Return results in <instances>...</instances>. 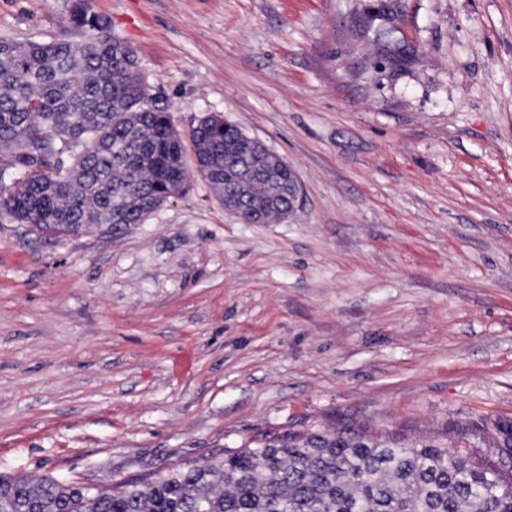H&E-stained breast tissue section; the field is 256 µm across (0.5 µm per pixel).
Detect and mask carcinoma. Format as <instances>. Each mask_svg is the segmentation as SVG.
Segmentation results:
<instances>
[{
	"label": "carcinoma",
	"mask_w": 512,
	"mask_h": 512,
	"mask_svg": "<svg viewBox=\"0 0 512 512\" xmlns=\"http://www.w3.org/2000/svg\"><path fill=\"white\" fill-rule=\"evenodd\" d=\"M77 42L0 40V215L50 234L140 224L147 202L188 184L184 136L147 100L132 49L78 0ZM193 163L219 200L288 211V164L224 118L191 129ZM466 452L437 438L410 443L353 424L265 434L251 448L90 492L53 475L0 473V512H512V420ZM491 448L486 454L477 450Z\"/></svg>",
	"instance_id": "1"
}]
</instances>
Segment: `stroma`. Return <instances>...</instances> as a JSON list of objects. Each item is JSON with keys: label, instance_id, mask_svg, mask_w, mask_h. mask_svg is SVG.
<instances>
[{"label": "stroma", "instance_id": "stroma-1", "mask_svg": "<svg viewBox=\"0 0 512 512\" xmlns=\"http://www.w3.org/2000/svg\"><path fill=\"white\" fill-rule=\"evenodd\" d=\"M75 2L0 0V38L80 40ZM91 10L178 131L223 116L300 200L246 224L196 176L141 224L0 216V472L97 484L310 425L512 419V0Z\"/></svg>", "mask_w": 512, "mask_h": 512}]
</instances>
